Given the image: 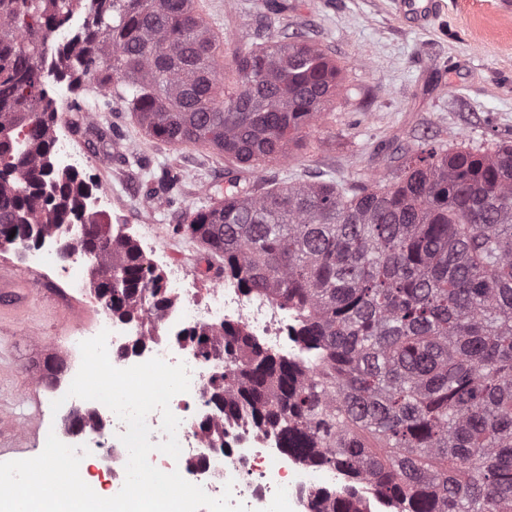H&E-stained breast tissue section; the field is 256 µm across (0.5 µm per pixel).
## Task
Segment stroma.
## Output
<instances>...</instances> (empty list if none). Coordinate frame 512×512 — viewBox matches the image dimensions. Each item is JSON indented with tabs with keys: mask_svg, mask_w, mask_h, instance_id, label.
<instances>
[{
	"mask_svg": "<svg viewBox=\"0 0 512 512\" xmlns=\"http://www.w3.org/2000/svg\"><path fill=\"white\" fill-rule=\"evenodd\" d=\"M265 2L197 0L222 35L223 65L230 51L252 44ZM285 2L273 32L305 31L342 66V87L290 158L261 167V178L368 185L406 151L512 140V0H443L421 24L399 15L393 0ZM75 132L90 158L82 174L111 190L115 212L156 225L159 246L198 287L220 285L199 261L202 246L174 228L220 197L234 163L209 147L150 140L117 98L109 109L94 108ZM169 168L180 175L175 203L147 201L148 187ZM19 274L29 277V297H0V407L21 418L32 410L30 391L50 395L37 366L45 354L67 356L74 308L87 319L92 313L78 291L50 280L48 268L26 266L16 246L0 249V283L8 288Z\"/></svg>",
	"mask_w": 512,
	"mask_h": 512,
	"instance_id": "obj_1",
	"label": "stroma"
}]
</instances>
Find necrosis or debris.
Listing matches in <instances>:
<instances>
[{
    "label": "necrosis or debris",
    "mask_w": 512,
    "mask_h": 512,
    "mask_svg": "<svg viewBox=\"0 0 512 512\" xmlns=\"http://www.w3.org/2000/svg\"><path fill=\"white\" fill-rule=\"evenodd\" d=\"M121 231L137 242L155 270L164 272L174 302L162 310L155 328L150 330L141 319L116 316L91 290H84L95 316L76 323L69 345V375L79 370L80 342L104 330L109 333L107 349L115 367L127 368L153 357L171 364L185 363L190 371V390L176 395L170 403L172 413L180 420L177 439L181 454L174 459L155 451L149 456L150 463L165 472L179 471L210 496L231 490L233 501L245 504L250 512H262L280 487L286 488L296 512H309L311 488L341 485L339 472L301 465L282 451L273 434L219 417L210 402L209 383L215 365L197 357L188 336L190 329L203 324L242 322L255 338L270 343L281 354L293 355L297 346L288 334L285 316L267 302L246 300L236 287L197 288L188 271L173 263L169 251L156 246L153 225H125ZM74 234L73 227L66 225L38 245H22L24 262L50 267L59 282L78 284L77 269L55 260ZM68 389V383L63 382L53 390L54 398L62 399L63 404L53 414L50 427L63 443L87 448L81 461L87 477L99 491L116 495L123 486L128 460L119 435L127 427L102 403L68 397Z\"/></svg>",
    "instance_id": "necrosis-or-debris-1"
}]
</instances>
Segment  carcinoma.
Returning <instances> with one entry per match:
<instances>
[{"instance_id": "1", "label": "carcinoma", "mask_w": 512, "mask_h": 512, "mask_svg": "<svg viewBox=\"0 0 512 512\" xmlns=\"http://www.w3.org/2000/svg\"><path fill=\"white\" fill-rule=\"evenodd\" d=\"M0 0V247L37 244L79 208L82 183L50 173L57 112L43 42L84 15L57 67L125 103L144 133L203 144L247 167L286 156L339 95L342 68L304 33L258 35L231 53L195 0ZM106 239L90 284L112 311L171 302L129 239ZM247 296L295 322L300 358L239 324L193 330L199 356L223 341L210 402L272 432L312 468L342 473L311 512H512V144L404 154L392 176L261 183L229 175L222 197L177 227Z\"/></svg>"}]
</instances>
